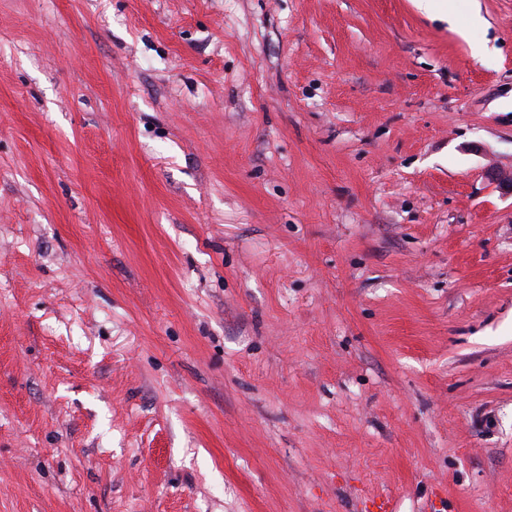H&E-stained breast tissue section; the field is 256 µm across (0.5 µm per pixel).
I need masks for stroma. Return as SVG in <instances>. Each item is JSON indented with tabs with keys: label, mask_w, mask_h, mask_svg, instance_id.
Masks as SVG:
<instances>
[{
	"label": "stroma",
	"mask_w": 512,
	"mask_h": 512,
	"mask_svg": "<svg viewBox=\"0 0 512 512\" xmlns=\"http://www.w3.org/2000/svg\"><path fill=\"white\" fill-rule=\"evenodd\" d=\"M491 169L512 0H0V512H512Z\"/></svg>",
	"instance_id": "obj_1"
}]
</instances>
